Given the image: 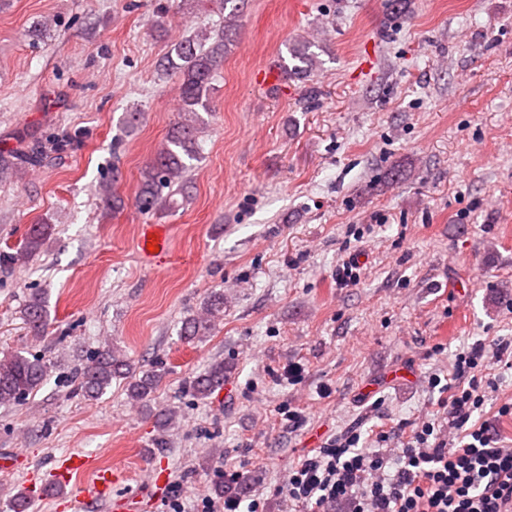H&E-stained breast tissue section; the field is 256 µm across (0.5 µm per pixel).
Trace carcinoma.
<instances>
[{"instance_id":"cac0c4a2","label":"carcinoma","mask_w":512,"mask_h":512,"mask_svg":"<svg viewBox=\"0 0 512 512\" xmlns=\"http://www.w3.org/2000/svg\"><path fill=\"white\" fill-rule=\"evenodd\" d=\"M239 12L240 8L233 6L224 16L223 29L214 35L200 31L192 38L174 43L159 63L166 76L177 77L182 107L180 119L169 132L166 143L142 170L136 205L145 214L166 212L172 208L174 196L186 194L190 184V161L197 158V145L208 125L200 112H211L212 81L224 63V56L230 51L229 34L234 31ZM310 48L308 43L288 48L296 64L281 65L285 77L302 79L316 68L317 56ZM43 159V151L36 143L16 152L0 153V182L21 177L27 167L38 166ZM52 234V225H35L24 245L14 253L0 255V262H26L42 250ZM23 316L30 335H43L47 311L41 291L35 290L30 294ZM223 316L224 293L214 291L207 296L200 310L184 318L180 328L181 339L186 342L203 339L211 332L214 321ZM50 369V361L39 355L27 356L17 351L0 357V405L9 406L28 400L42 386ZM162 376L163 369L159 365L148 369L133 367L122 350L113 344L95 351L74 374L77 391L89 400L105 394L112 387V381L122 380L130 400L142 406L151 402ZM225 376L224 363L212 364L205 373L192 380L193 396L200 399L210 396L216 388L224 385ZM176 415L177 411L172 408L159 412L158 447L165 444V432Z\"/></svg>"}]
</instances>
